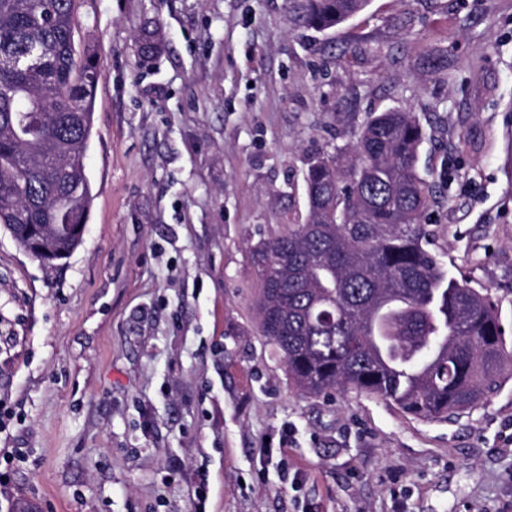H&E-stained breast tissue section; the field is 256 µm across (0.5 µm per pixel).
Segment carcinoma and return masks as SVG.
<instances>
[{
    "instance_id": "cac0c4a2",
    "label": "carcinoma",
    "mask_w": 512,
    "mask_h": 512,
    "mask_svg": "<svg viewBox=\"0 0 512 512\" xmlns=\"http://www.w3.org/2000/svg\"><path fill=\"white\" fill-rule=\"evenodd\" d=\"M370 0H291V22L331 29ZM73 0H0V224H85V153L101 79L77 52ZM424 131L394 109L355 144L314 157L308 219L258 242L262 335L307 396L355 390L414 417L476 404L512 364L488 290L448 274L427 249L432 184L417 168Z\"/></svg>"
}]
</instances>
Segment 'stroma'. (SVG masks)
<instances>
[{"label":"stroma","instance_id":"1","mask_svg":"<svg viewBox=\"0 0 512 512\" xmlns=\"http://www.w3.org/2000/svg\"><path fill=\"white\" fill-rule=\"evenodd\" d=\"M76 13L102 72L95 198L54 267L0 228V512H512V368L445 419L300 395L250 256L306 222L309 157L409 110L429 248L512 345V0H371L324 33L288 0Z\"/></svg>","mask_w":512,"mask_h":512}]
</instances>
